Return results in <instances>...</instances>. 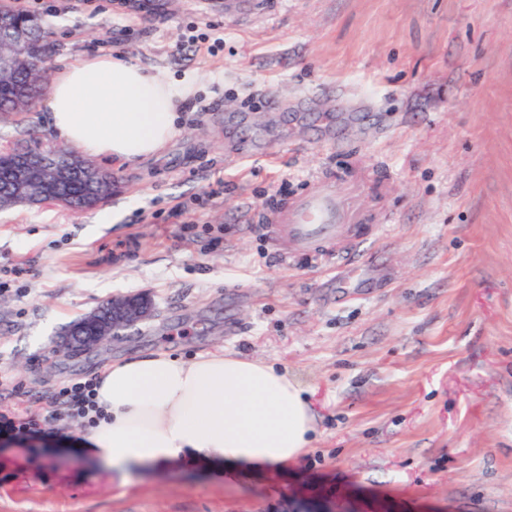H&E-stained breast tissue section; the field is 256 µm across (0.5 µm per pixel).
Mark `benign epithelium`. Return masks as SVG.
<instances>
[{
	"label": "benign epithelium",
	"instance_id": "benign-epithelium-1",
	"mask_svg": "<svg viewBox=\"0 0 512 512\" xmlns=\"http://www.w3.org/2000/svg\"><path fill=\"white\" fill-rule=\"evenodd\" d=\"M31 28L16 22L10 14L0 12V41L11 44L17 56L0 55V69L12 66L26 54L31 42ZM12 177L5 185L11 198L19 204L38 205L47 194L60 196L75 175H80L94 198L108 182L107 172L88 162L74 150L23 148L11 154ZM152 316L150 301L140 295L115 297L104 307L74 322L56 352L67 355L89 348L120 331L136 326Z\"/></svg>",
	"mask_w": 512,
	"mask_h": 512
}]
</instances>
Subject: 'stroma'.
<instances>
[{"instance_id":"stroma-1","label":"stroma","mask_w":512,"mask_h":512,"mask_svg":"<svg viewBox=\"0 0 512 512\" xmlns=\"http://www.w3.org/2000/svg\"><path fill=\"white\" fill-rule=\"evenodd\" d=\"M0 0L51 33L48 74L103 54L190 85L180 132L112 174L111 221L0 210V411L148 349L286 370L317 433L277 471L226 484L207 461L126 487L79 422L44 447L0 440V512H512V0ZM55 139L44 102L0 147ZM335 193L360 242L287 253L266 215ZM147 322L63 358L62 332L112 298Z\"/></svg>"}]
</instances>
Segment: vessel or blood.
<instances>
[{
	"label": "vessel or blood",
	"instance_id": "obj_1",
	"mask_svg": "<svg viewBox=\"0 0 512 512\" xmlns=\"http://www.w3.org/2000/svg\"><path fill=\"white\" fill-rule=\"evenodd\" d=\"M268 233L272 241H287L303 251L322 241L335 242L336 262L342 273L348 276L360 268L357 247L352 240L343 238V227L337 222L336 199L330 193H315L271 220Z\"/></svg>",
	"mask_w": 512,
	"mask_h": 512
}]
</instances>
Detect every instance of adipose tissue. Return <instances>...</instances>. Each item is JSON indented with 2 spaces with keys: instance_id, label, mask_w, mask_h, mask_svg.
Returning a JSON list of instances; mask_svg holds the SVG:
<instances>
[{
  "instance_id": "adipose-tissue-1",
  "label": "adipose tissue",
  "mask_w": 512,
  "mask_h": 512,
  "mask_svg": "<svg viewBox=\"0 0 512 512\" xmlns=\"http://www.w3.org/2000/svg\"><path fill=\"white\" fill-rule=\"evenodd\" d=\"M171 76L103 55L68 66L45 106L60 139L91 157L135 164L178 132ZM96 400L106 414L86 434L89 454L120 481L142 465L202 459L233 476L297 460L312 442L307 391L273 365L214 353L184 361L163 352L112 362Z\"/></svg>"
}]
</instances>
